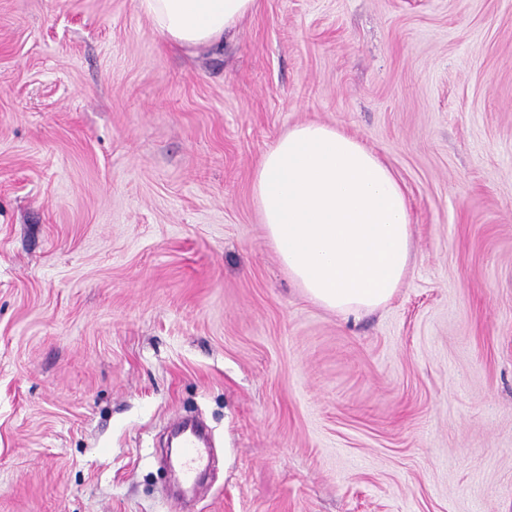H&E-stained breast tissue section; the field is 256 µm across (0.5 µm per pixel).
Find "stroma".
<instances>
[{"label": "stroma", "mask_w": 512, "mask_h": 512, "mask_svg": "<svg viewBox=\"0 0 512 512\" xmlns=\"http://www.w3.org/2000/svg\"><path fill=\"white\" fill-rule=\"evenodd\" d=\"M320 122L404 185L406 280L306 299L259 156ZM512 512V0H258L186 52L140 0H0V512ZM182 447L184 456L181 463L182 476L185 482H191L195 473L209 463V453L207 448H201L200 435L192 428L183 431Z\"/></svg>", "instance_id": "stroma-1"}]
</instances>
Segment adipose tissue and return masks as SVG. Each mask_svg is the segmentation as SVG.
Instances as JSON below:
<instances>
[{"label":"adipose tissue","instance_id":"1","mask_svg":"<svg viewBox=\"0 0 512 512\" xmlns=\"http://www.w3.org/2000/svg\"><path fill=\"white\" fill-rule=\"evenodd\" d=\"M166 39L219 45L258 0H141ZM252 193L265 236L303 294L358 315L386 305L409 267L406 191L375 152L338 128L296 125L255 167Z\"/></svg>","mask_w":512,"mask_h":512}]
</instances>
